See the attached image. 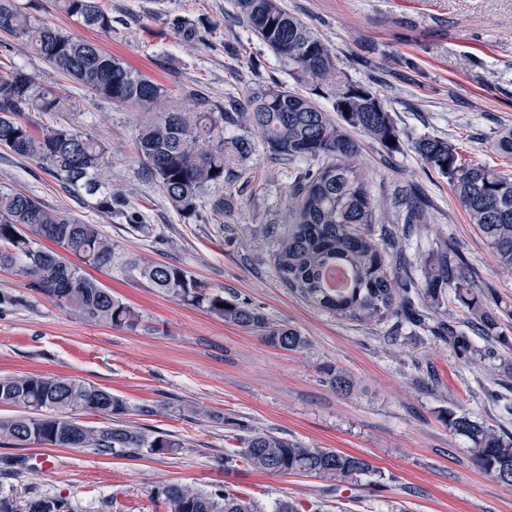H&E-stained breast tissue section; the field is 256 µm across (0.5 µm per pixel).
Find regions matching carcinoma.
I'll list each match as a JSON object with an SVG mask.
<instances>
[{"instance_id":"obj_1","label":"carcinoma","mask_w":512,"mask_h":512,"mask_svg":"<svg viewBox=\"0 0 512 512\" xmlns=\"http://www.w3.org/2000/svg\"><path fill=\"white\" fill-rule=\"evenodd\" d=\"M60 9L84 27L112 33V16L98 0H59ZM235 7L253 33L269 48L288 74L312 86V96L300 95L275 81L259 85L224 107L185 111H156L166 96L164 86L128 67L98 43L74 37L24 11L16 0H0V31L21 41L44 62L110 103L152 112L141 126L135 147L146 170L157 181L168 204L184 219H201L203 200L213 186L227 188L241 177L238 166L255 152L256 142L284 162L305 161L308 167L289 192L288 232L274 256L278 279L314 306L340 318L380 323L403 313L419 326L431 314H444L445 289L471 315L472 325L488 331L495 319L486 310L458 256L436 250L425 260L424 283L400 275L391 265L400 251L401 236L387 204L371 193L368 179L352 164L361 145L350 131L394 150L399 131L379 91L368 82L349 81L336 91V62L317 33L285 9L281 0H235ZM172 25L188 38L207 28L201 18L176 17ZM333 100L332 117L314 97ZM42 112H72L75 102L40 86L21 67L0 72V145L44 167L71 191L84 190L91 206L107 217L138 223L126 199L102 178L108 151L105 143L72 126L35 128L24 120L29 107ZM243 128L246 134L226 137L224 130ZM499 154L512 156V127L492 142ZM425 164L448 178L454 194L491 246L499 262L512 269V173L462 161L447 139L425 136L414 144ZM405 210L406 224L423 223L424 208L412 192L395 201ZM62 249H45L41 241ZM115 257L112 242L95 224L42 205L23 192L0 188V269L16 266L31 278L30 286L60 308L90 322L134 330L139 315L89 277L85 268H109ZM347 274L341 285L332 272ZM150 287L186 305L206 310L228 323L255 332L285 351L306 349L301 333L274 324L249 302L228 299L187 270L166 263L139 268ZM452 349L479 364L484 353L466 333L440 321ZM0 405L26 414L0 418V441L14 448L44 444L84 448L107 454L121 448L133 452L168 454L184 442L173 434H152L114 419L128 412L125 402L105 388L74 379L27 374L0 379ZM90 410L112 419V425L92 428L74 418ZM448 430L472 444L475 464L499 482L512 486V435L467 414L448 412ZM224 464L240 460L267 474L307 475L351 483L375 472L368 460L334 448H311L272 431H252ZM168 512H258L250 501L224 489L201 492L179 483L159 490Z\"/></svg>"}]
</instances>
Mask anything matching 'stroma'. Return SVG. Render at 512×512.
<instances>
[{
  "mask_svg": "<svg viewBox=\"0 0 512 512\" xmlns=\"http://www.w3.org/2000/svg\"><path fill=\"white\" fill-rule=\"evenodd\" d=\"M63 31L91 39L163 84L164 107H181L189 89L207 105L275 79L301 94L275 55L239 21L234 0H99L111 34L89 30L55 0H18ZM336 58V82L375 78L400 132L391 152L361 139L357 163L381 201L415 189L427 222L404 244L408 258L454 249L483 294L496 325L472 333L485 349L477 366L447 341L399 317L373 325L339 319L306 302L278 279L273 256L288 229V190L296 169L257 149L225 201L219 223L181 218L137 156L133 142L147 112L115 105L70 81L13 37L0 32V71L20 66L42 86L75 101L72 112H28L36 127L68 124L109 149L105 177L136 206L149 232L94 210L87 196L64 190L33 161L0 146V187L36 196L45 206L98 225L111 239V268L93 278L135 308L136 330L87 322L57 308L17 270L0 269V378L38 374L82 380L128 407L124 423L167 432L186 448L153 455L30 445L1 448L15 461L0 474V494L18 506L60 501L65 512H167L158 490L169 483L232 490L263 512L290 497L306 512H512V487L481 473L464 438L449 432L448 412L468 413L512 434V270L503 268L455 197L448 179L428 168L413 145L448 139L463 161L512 173V158L490 146L512 127V0H281ZM177 16L208 21L203 38L171 26ZM234 45L227 54L225 45ZM259 59L260 70L250 62ZM268 225L254 235L255 225ZM189 271L225 297L251 302L270 321L295 328L309 346L283 351L256 334L148 288L128 260ZM355 382L350 395L332 386L326 366ZM272 430L307 446L368 459L374 476L335 485L316 477L259 474L220 466L242 428Z\"/></svg>",
  "mask_w": 512,
  "mask_h": 512,
  "instance_id": "35a3bbf8",
  "label": "stroma"
}]
</instances>
